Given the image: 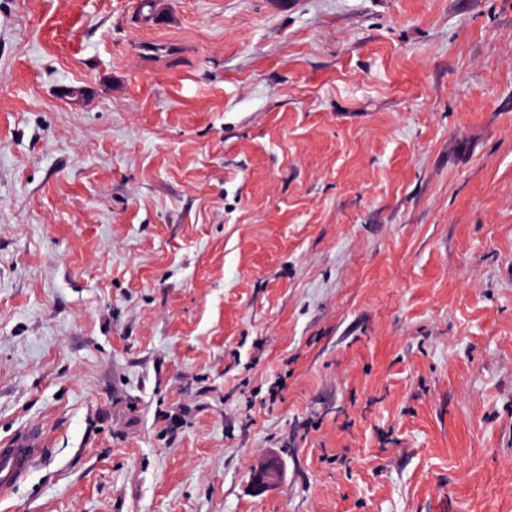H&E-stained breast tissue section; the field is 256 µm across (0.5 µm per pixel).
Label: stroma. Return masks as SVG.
Listing matches in <instances>:
<instances>
[{
  "mask_svg": "<svg viewBox=\"0 0 512 512\" xmlns=\"http://www.w3.org/2000/svg\"><path fill=\"white\" fill-rule=\"evenodd\" d=\"M139 2L0 0V512H512V0ZM43 438L37 430L27 431L0 446V497L14 493L41 460Z\"/></svg>",
  "mask_w": 512,
  "mask_h": 512,
  "instance_id": "stroma-1",
  "label": "stroma"
}]
</instances>
